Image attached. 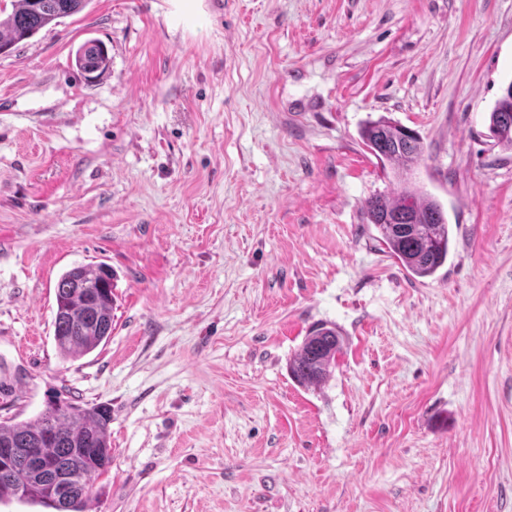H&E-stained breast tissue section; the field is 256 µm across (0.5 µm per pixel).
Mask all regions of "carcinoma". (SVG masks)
I'll return each instance as SVG.
<instances>
[{"label":"carcinoma","mask_w":512,"mask_h":512,"mask_svg":"<svg viewBox=\"0 0 512 512\" xmlns=\"http://www.w3.org/2000/svg\"><path fill=\"white\" fill-rule=\"evenodd\" d=\"M90 0H11V12L0 17V51L28 39L48 25L83 11ZM76 66L93 77L107 71L110 57L104 45L87 40L75 51ZM512 99L499 98L490 113V128L498 141L512 148ZM363 143L381 162L394 165L400 188L394 196L367 199L364 210L380 234V242L406 275L418 279L434 276L448 259L451 227L439 201L429 192L410 185V176L423 160L425 148L412 130L389 119L367 122L360 132ZM401 219L390 224L387 219ZM56 311L53 336L60 355L77 358L91 353L112 335L115 302L112 269L100 263L64 272L55 286ZM344 338L333 326L321 324L305 336L289 360L291 378L306 389L330 378ZM111 410L104 406L82 408L59 401L30 422H0V448L15 451L17 462L30 455L52 460L65 476L39 470L20 474L16 467H0V501L16 498L39 504L51 512H87L89 492L102 473L99 461L111 463L109 425Z\"/></svg>","instance_id":"obj_1"}]
</instances>
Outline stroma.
Segmentation results:
<instances>
[{
  "label": "stroma",
  "instance_id": "1",
  "mask_svg": "<svg viewBox=\"0 0 512 512\" xmlns=\"http://www.w3.org/2000/svg\"><path fill=\"white\" fill-rule=\"evenodd\" d=\"M511 83L512 0H90L0 53V421L110 408L88 512H512ZM381 117L453 227L430 278L364 214ZM100 262L112 336L63 359L55 285ZM110 62L106 48L95 39L85 41L75 51L76 66L85 74H88L89 78H95L107 71ZM512 97V85H508L504 90L502 96L504 98ZM500 97L492 112L490 113V128L498 138V141L507 148H512V99H504ZM508 116L511 123V131L502 128L504 122L503 119ZM501 127V129H499ZM344 347V338L336 327L321 324L305 336L298 351L289 360L291 378L306 389L320 387L336 367V357Z\"/></svg>",
  "mask_w": 512,
  "mask_h": 512
}]
</instances>
